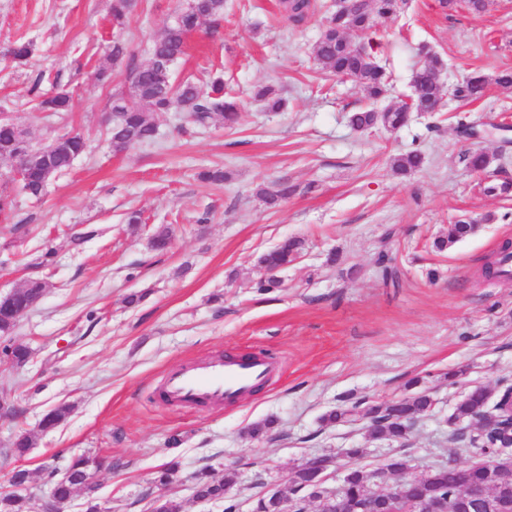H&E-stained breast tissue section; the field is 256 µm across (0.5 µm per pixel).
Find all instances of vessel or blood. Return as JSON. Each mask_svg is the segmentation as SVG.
Masks as SVG:
<instances>
[{"label": "vessel or blood", "mask_w": 512, "mask_h": 512, "mask_svg": "<svg viewBox=\"0 0 512 512\" xmlns=\"http://www.w3.org/2000/svg\"><path fill=\"white\" fill-rule=\"evenodd\" d=\"M276 371L275 361L264 355L245 353L231 360L214 357L170 370L163 392L175 406L219 408L242 400L252 388L270 381Z\"/></svg>", "instance_id": "vessel-or-blood-1"}]
</instances>
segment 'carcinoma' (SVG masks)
Segmentation results:
<instances>
[{"label":"carcinoma","instance_id":"obj_1","mask_svg":"<svg viewBox=\"0 0 512 512\" xmlns=\"http://www.w3.org/2000/svg\"><path fill=\"white\" fill-rule=\"evenodd\" d=\"M281 14L292 25L305 21L314 5L311 0H280ZM398 0H366V3L348 13L331 12L320 37L313 47V55L322 68L337 76L354 82L372 102V106L362 108L350 116L351 126L360 131L382 126L386 129H398L405 125L410 117L409 109L425 108L428 104L448 93L458 101L474 103L482 99L489 84L488 78L473 74L463 82L443 88L439 81L442 60L429 51L424 53V60L413 71L411 87L412 104L404 101L386 106V112H376L374 105L386 99L389 92L388 76L376 62L371 52L360 53L350 44L354 37L370 40L377 22L390 18L397 13ZM224 10V0H191L175 21L152 46L151 59L145 66L132 71L131 86L127 93L112 95L111 113L115 118L108 125V141L117 140V147L126 150L130 147L147 143L156 137L157 125L153 114L169 112L180 108L187 112L189 121L194 125H207L220 121L226 127H234L240 119L237 105L232 97L226 95L224 79L213 78L206 90L199 89L190 82L175 83L172 79L174 63L185 53L187 34L190 30L214 21ZM257 97L265 103L267 109L276 111L282 107L283 100L271 87H264L257 92ZM72 93L64 86L56 87L50 95L40 96L38 105L49 112L69 111ZM88 143L78 132H68L60 136L56 147L48 155L40 158L29 171L27 181L22 184L24 193L33 198L44 195L50 180L68 169L72 161L86 153ZM37 148L29 143H15L8 132L0 128V157L14 153H33ZM423 156L417 150L401 154L393 159V168L401 173L420 168ZM295 192L294 185L282 180L273 188L260 191L265 203L273 207ZM476 230L474 221L456 223L448 227V235L434 241V247L443 251L456 242L471 235ZM303 243L298 239H287L278 247L271 249L260 257V263L270 273L276 272L293 262L302 250ZM512 260V245L504 243L497 256L488 261L483 273L488 278L507 281L512 278L508 262ZM45 281L35 279L19 289L13 303L7 308L0 307V333H8L19 318L23 317L46 291ZM509 392L504 387L496 396H491L487 388L476 387L459 401L451 414L459 424H471L494 409V415L508 419L512 409L508 405ZM432 406L429 394L418 392L385 406L369 405L365 415L372 425V433L383 435L395 441L407 440L410 420L426 413ZM72 407L62 404L49 411L43 420V428L53 429L60 425L71 413ZM346 455L354 459L353 466L347 474V492L351 495H371L374 493L371 471L360 465L359 459L364 455L362 448H349ZM66 468L72 479L55 480V471H48L54 479L51 489L54 512H64L67 504L75 494V488L81 487L86 495L85 512H99L96 501V485L85 481L90 472V458L72 457ZM179 467L175 461L161 465L152 479V486L162 488L172 484L178 477ZM475 478L480 481L494 482L498 479L496 468L490 467L475 474H469L450 464L437 465L425 475L417 478V484H406L408 493L413 497L438 495L455 497L464 481ZM31 481V472L23 468L15 473L12 485L17 490L0 494V512H38L39 504L26 493ZM195 496L224 500V512H237L238 502L230 496L234 484L231 473L219 476L211 468L205 467L193 476Z\"/></svg>","mask_w":512,"mask_h":512}]
</instances>
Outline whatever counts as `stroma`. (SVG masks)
<instances>
[{"instance_id": "35a3bbf8", "label": "stroma", "mask_w": 512, "mask_h": 512, "mask_svg": "<svg viewBox=\"0 0 512 512\" xmlns=\"http://www.w3.org/2000/svg\"><path fill=\"white\" fill-rule=\"evenodd\" d=\"M133 2L119 26L112 0H0V117L36 145L66 132L88 142L39 201L0 161V191L15 198L13 215L0 221V292L31 279L48 284L5 340L29 346L35 359L21 371L0 367V387L20 411L0 419V486L15 465L9 445L25 432L35 499L49 490L48 466L83 454L102 463L93 477L104 507L149 512L154 472L176 459L181 471L167 493L183 512H224L194 496L191 476L204 467L233 471L232 492L249 512L261 490L289 493L304 459L363 448L371 466L392 455L396 442L373 435L363 410L411 394L414 380L434 406L405 449L408 476L450 459L472 462L473 453L449 446L448 418L471 386L512 380V281L482 274L512 240V191H482L489 180L512 182V131L466 139L456 127L512 117V89L492 84L475 104L443 100L397 131H358L349 114L366 106L362 91L312 55L333 0H316L297 26L281 20L278 0H224L219 20L190 34L174 79L202 85L223 74L240 124L198 127L174 109L156 114L153 142L116 152L105 139L112 96L128 91L132 70L148 63L186 5ZM116 39L126 54L106 63ZM20 41L33 45L21 64L10 54ZM424 45L442 58L444 85L512 69V0H490L482 13L407 0L380 20L372 46L392 76L389 102L410 97ZM55 82L73 95L62 114L37 106ZM264 86L282 98L280 111L264 110L256 97ZM411 150L423 154L421 168L394 173L392 158ZM474 150L489 155L487 173L467 167ZM208 169L223 170V183L202 181ZM281 179L296 192L268 208L259 191ZM132 211L142 217L134 232ZM465 218L478 219L476 231L437 250L434 240ZM163 227L172 246L158 252L151 239ZM87 228L93 236L77 240ZM287 238L301 239L303 252L278 272V288L258 292L268 276L260 256ZM49 250L53 263L37 266ZM382 251L388 279L375 265ZM133 293L142 299L127 305ZM245 352L273 357L279 370L244 400L183 411L159 399L169 369ZM61 403L71 416L42 432L41 417ZM336 409L354 411L353 421L326 422ZM267 419L268 434L249 435Z\"/></svg>"}]
</instances>
